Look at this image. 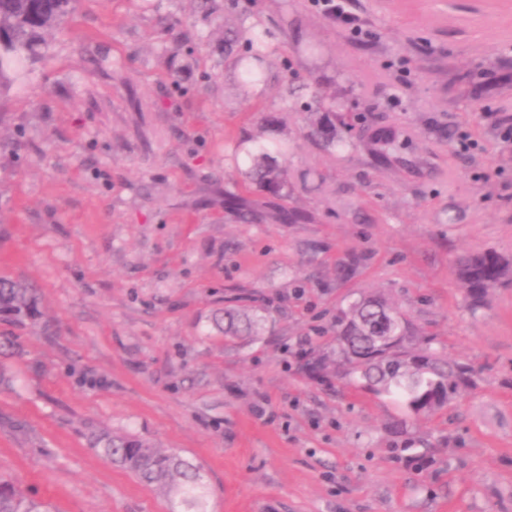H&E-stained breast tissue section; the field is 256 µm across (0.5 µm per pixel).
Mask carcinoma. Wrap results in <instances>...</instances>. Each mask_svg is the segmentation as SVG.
Listing matches in <instances>:
<instances>
[{
    "mask_svg": "<svg viewBox=\"0 0 512 512\" xmlns=\"http://www.w3.org/2000/svg\"><path fill=\"white\" fill-rule=\"evenodd\" d=\"M77 0H0V84L14 81L45 35L75 9ZM245 181L281 193L282 172L266 147L251 155ZM456 279L472 306L509 280L512 260L494 250L467 252L454 261ZM31 286L0 275V314L17 321L36 315ZM336 338L329 350L305 356L307 368L334 376L377 397H387L414 416H433L474 384V370L424 348L412 323L376 293H356L336 315ZM261 320L236 309L224 310V337L254 339ZM92 446L140 483L164 493L182 512H207L202 476L189 461L142 440L95 432ZM0 512H44L40 502L0 479Z\"/></svg>",
    "mask_w": 512,
    "mask_h": 512,
    "instance_id": "1",
    "label": "carcinoma"
}]
</instances>
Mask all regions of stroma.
<instances>
[{
	"mask_svg": "<svg viewBox=\"0 0 512 512\" xmlns=\"http://www.w3.org/2000/svg\"><path fill=\"white\" fill-rule=\"evenodd\" d=\"M352 3L360 34L316 0H78L0 94V275L40 297L0 317V477L51 512H169L100 430L198 466L208 512H512V281L474 309L453 268L512 257V0ZM251 21L261 97L220 48ZM260 137L283 194L237 188ZM357 292L476 387L413 418L309 376ZM234 305L259 339L225 343Z\"/></svg>",
	"mask_w": 512,
	"mask_h": 512,
	"instance_id": "obj_1",
	"label": "stroma"
}]
</instances>
